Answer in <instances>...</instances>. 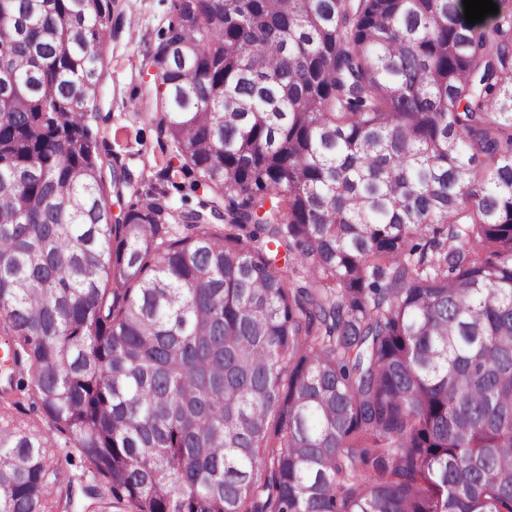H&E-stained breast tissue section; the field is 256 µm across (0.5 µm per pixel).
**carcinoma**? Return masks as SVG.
<instances>
[{
  "mask_svg": "<svg viewBox=\"0 0 512 512\" xmlns=\"http://www.w3.org/2000/svg\"><path fill=\"white\" fill-rule=\"evenodd\" d=\"M462 2L175 0L203 200L115 218L114 0H0V512H68L59 448L94 512H512V0Z\"/></svg>",
  "mask_w": 512,
  "mask_h": 512,
  "instance_id": "1",
  "label": "carcinoma"
}]
</instances>
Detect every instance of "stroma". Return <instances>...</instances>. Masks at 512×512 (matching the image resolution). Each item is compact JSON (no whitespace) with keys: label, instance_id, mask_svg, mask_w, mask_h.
Returning a JSON list of instances; mask_svg holds the SVG:
<instances>
[{"label":"stroma","instance_id":"1","mask_svg":"<svg viewBox=\"0 0 512 512\" xmlns=\"http://www.w3.org/2000/svg\"><path fill=\"white\" fill-rule=\"evenodd\" d=\"M173 5L174 0H137L135 9L117 7L121 29L103 47L108 66L102 110L109 118L94 130L118 164L128 169L131 194L157 187L166 190L173 207L184 209L197 206L201 196L191 191L189 177L165 179L152 108L156 90L150 54L167 28Z\"/></svg>","mask_w":512,"mask_h":512}]
</instances>
